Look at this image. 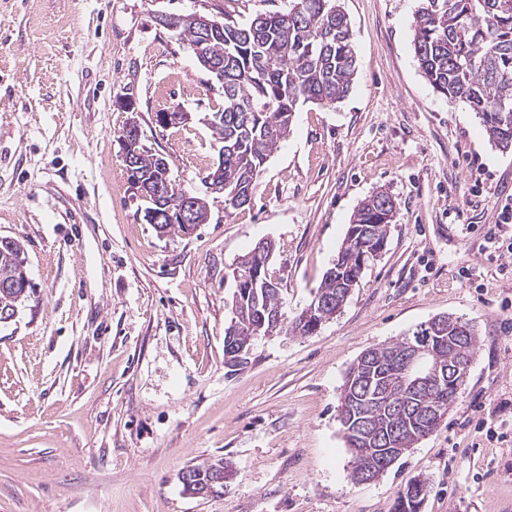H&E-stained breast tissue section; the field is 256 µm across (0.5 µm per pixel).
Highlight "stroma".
I'll list each match as a JSON object with an SVG mask.
<instances>
[{"label": "stroma", "instance_id": "stroma-1", "mask_svg": "<svg viewBox=\"0 0 512 512\" xmlns=\"http://www.w3.org/2000/svg\"><path fill=\"white\" fill-rule=\"evenodd\" d=\"M289 0H0V237L24 246L27 297L0 322V512H394L415 476L422 512H512V266L483 246L512 236V151L435 93L415 58L421 0H341L358 70L333 106L307 104L244 208L202 178L221 102L161 14L245 23ZM159 112H185L161 128ZM207 196L189 235H159L130 185L120 136ZM398 203L387 245L311 336L257 337L224 365L232 265L265 238L285 316L306 307L358 205ZM476 273L478 283L466 280ZM477 350L445 421L379 479L353 484L336 418L349 367L438 315ZM497 431L488 438L481 420ZM223 494L180 476L215 459Z\"/></svg>", "mask_w": 512, "mask_h": 512}]
</instances>
